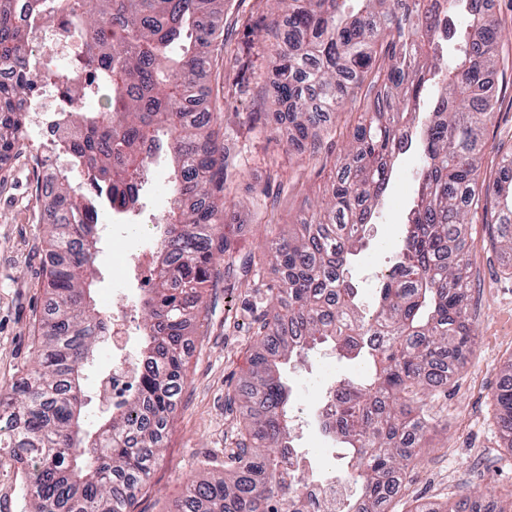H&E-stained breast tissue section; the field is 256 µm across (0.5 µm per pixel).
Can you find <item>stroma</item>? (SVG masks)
Segmentation results:
<instances>
[{
    "label": "stroma",
    "instance_id": "35a3bbf8",
    "mask_svg": "<svg viewBox=\"0 0 512 512\" xmlns=\"http://www.w3.org/2000/svg\"><path fill=\"white\" fill-rule=\"evenodd\" d=\"M271 7L265 0H225L221 42L216 65L206 79L203 107L212 113L224 136L227 151L225 195L235 206L224 231L248 272L218 261V276L205 294V320L189 351L186 384L169 427L162 456L150 486L138 496L133 512H178L185 485L194 477L222 468L235 455L244 430L246 412L235 400L254 352V332L270 311V288L280 279L268 250L272 238L294 232L298 216L327 195L344 155L349 134L374 97L371 81L354 89L346 111L324 117L314 150L301 153L288 144L289 124L283 113L268 109L273 80L266 43L254 40L255 73L241 86H233V47L246 30H266ZM500 62L491 78L498 100L486 134L484 177H499V161L512 153V43L499 46ZM25 152L0 162V394L31 369L40 334L39 318L47 295L51 257L47 227L53 214L35 202V182L28 165L30 155L46 147L35 129L25 133ZM419 155L401 156L366 234V246L353 261L352 276L363 306H372L381 276L397 259L402 225L418 186ZM168 158L156 160L128 223L112 224V213H100L101 239L96 260L93 296L98 307L112 303V278L119 255L125 250H152V226L168 211ZM494 217L472 215L467 227L464 260L474 288L469 316L472 347L456 359L447 385L427 399L434 426L429 445L420 449L404 476L400 494L390 512H413L423 502H444L459 490L479 491L496 485L504 496L501 508L512 507V449L499 430L496 393L501 368L512 360V253L496 242ZM111 336H103L93 362L85 368V426L95 429L111 406L99 404L96 384L112 371L108 354ZM363 368L346 363L326 349H317L287 365L283 379L291 391L294 422L303 426L295 445L318 457L322 470H344L347 449L334 441H321L312 405L320 390L344 377L361 378ZM0 512H30L20 464L0 461Z\"/></svg>",
    "mask_w": 512,
    "mask_h": 512
}]
</instances>
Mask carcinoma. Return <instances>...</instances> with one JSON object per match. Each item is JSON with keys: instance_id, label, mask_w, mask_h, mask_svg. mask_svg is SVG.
Listing matches in <instances>:
<instances>
[{"instance_id": "carcinoma-1", "label": "carcinoma", "mask_w": 512, "mask_h": 512, "mask_svg": "<svg viewBox=\"0 0 512 512\" xmlns=\"http://www.w3.org/2000/svg\"><path fill=\"white\" fill-rule=\"evenodd\" d=\"M277 81L270 111L288 110L291 144L308 150L326 112H340L354 86L389 66L372 111L363 113L326 203L270 251L282 271L276 303L258 326L257 349L238 398L250 410L239 455L245 466L209 472L185 487L183 512H290L297 477L286 484L290 391L282 371L315 348L368 367L363 381L341 380L336 426L327 430L355 460L359 486L342 512H389L399 480L430 429L418 394L448 380L449 362L471 347L469 215L494 203L501 243L512 252V179L480 181L484 130L495 110L497 22L478 0H272ZM95 74L94 110L70 112L78 136L67 148L94 173L90 198L54 173L57 220L48 230V299L36 366L0 397V457L27 467L32 512H132L149 479L186 382L189 336L200 323L213 257L233 258L224 223V139L187 105L204 93L224 0H63ZM12 0H0V157L23 147L20 104L35 65L15 25ZM433 104L418 113L429 81ZM167 147L174 206L157 225L158 275L143 300L147 360L137 392L104 418L100 434L82 431L83 370L94 359L104 318L93 303L98 206L130 213L149 162ZM420 156L415 204L401 257L386 275L372 312L349 280L352 256L411 147ZM496 395L512 446V362ZM500 490L461 492L444 512H483Z\"/></svg>"}]
</instances>
